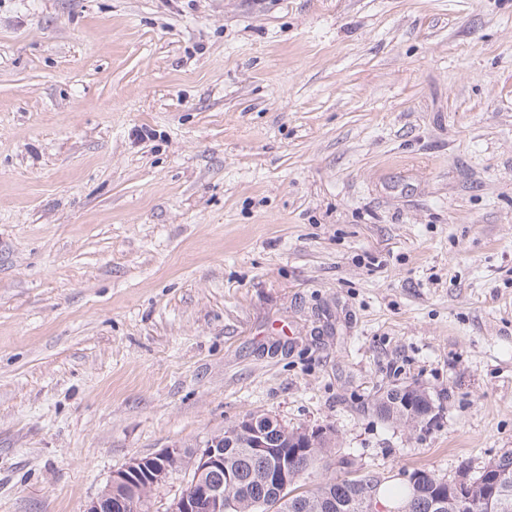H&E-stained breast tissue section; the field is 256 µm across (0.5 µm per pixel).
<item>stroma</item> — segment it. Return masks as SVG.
<instances>
[{"label":"stroma","mask_w":512,"mask_h":512,"mask_svg":"<svg viewBox=\"0 0 512 512\" xmlns=\"http://www.w3.org/2000/svg\"><path fill=\"white\" fill-rule=\"evenodd\" d=\"M257 412L308 487L512 450V0H0V512ZM396 389L390 388L380 392L373 401V410L383 421L403 424L411 429L430 425L436 418L434 400L423 389L413 387L409 398L403 402ZM429 397L430 403L426 397Z\"/></svg>","instance_id":"obj_1"}]
</instances>
